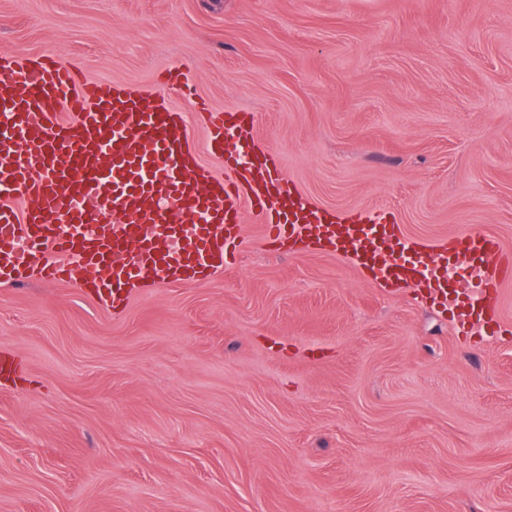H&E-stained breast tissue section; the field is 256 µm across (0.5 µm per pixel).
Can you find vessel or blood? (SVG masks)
<instances>
[{"label": "vessel or blood", "instance_id": "1", "mask_svg": "<svg viewBox=\"0 0 512 512\" xmlns=\"http://www.w3.org/2000/svg\"><path fill=\"white\" fill-rule=\"evenodd\" d=\"M166 86L207 128L214 173L190 145L186 112L55 56L0 51V282H54L80 269L98 301L123 309L136 288L234 265L245 213L276 248L329 252L376 286L416 289L461 334L494 332L512 252L470 230L428 244L392 213L340 214L305 201L275 155L256 145L253 113L205 111L186 73Z\"/></svg>", "mask_w": 512, "mask_h": 512}]
</instances>
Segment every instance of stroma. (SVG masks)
I'll list each match as a JSON object with an SVG mask.
<instances>
[{
	"label": "stroma",
	"mask_w": 512,
	"mask_h": 512,
	"mask_svg": "<svg viewBox=\"0 0 512 512\" xmlns=\"http://www.w3.org/2000/svg\"><path fill=\"white\" fill-rule=\"evenodd\" d=\"M144 94L189 68L305 199L512 250V0H0V49ZM136 289L0 283V512H512L504 333L460 336L344 259Z\"/></svg>",
	"instance_id": "35a3bbf8"
}]
</instances>
